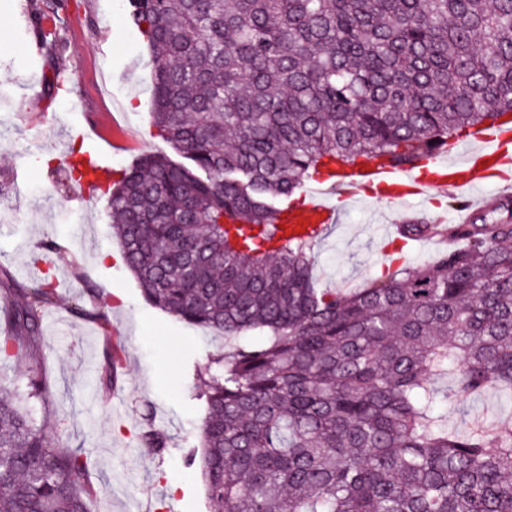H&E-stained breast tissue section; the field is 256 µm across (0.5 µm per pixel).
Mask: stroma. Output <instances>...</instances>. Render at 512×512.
Wrapping results in <instances>:
<instances>
[{
  "label": "stroma",
  "mask_w": 512,
  "mask_h": 512,
  "mask_svg": "<svg viewBox=\"0 0 512 512\" xmlns=\"http://www.w3.org/2000/svg\"><path fill=\"white\" fill-rule=\"evenodd\" d=\"M55 19L64 49L55 65L34 53L27 0H0V267L17 287L32 286L46 272L58 282V303L41 320L42 356L53 399H31L27 408L57 444L79 451L93 473L89 512H219L202 478L186 463L199 444L203 411L196 393L204 381L196 369L224 353L211 330L185 324L153 307L121 258L99 191L70 183L64 167L73 148L98 150L113 170L163 149L150 119L151 62L126 0H39ZM118 122L127 144L86 140L84 117ZM303 195L335 205L337 227L312 253L318 287L356 288L382 272L383 224L406 223L405 205L388 200H346L329 184L306 182ZM59 251L40 261L47 241ZM99 293L93 304L126 349L115 390L102 385L104 337L94 322L73 316L86 300V284ZM512 423V407L489 392L459 394L448 423L473 417ZM156 429L168 439L160 455L147 452L131 428Z\"/></svg>",
  "instance_id": "1"
}]
</instances>
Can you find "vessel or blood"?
Instances as JSON below:
<instances>
[{
	"label": "vessel or blood",
	"mask_w": 512,
	"mask_h": 512,
	"mask_svg": "<svg viewBox=\"0 0 512 512\" xmlns=\"http://www.w3.org/2000/svg\"><path fill=\"white\" fill-rule=\"evenodd\" d=\"M470 141V148L461 161L436 156L434 170L428 177L413 168L398 169L369 162L343 169L337 182L353 196L364 192L367 186H376L390 201L402 204L426 199L438 191L481 189L493 178L511 186L512 126L503 124L481 129L471 136ZM289 221L293 224H334L338 217L332 206L313 198L301 210L290 214Z\"/></svg>",
	"instance_id": "1"
}]
</instances>
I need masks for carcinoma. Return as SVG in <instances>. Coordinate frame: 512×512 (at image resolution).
Masks as SVG:
<instances>
[{
  "label": "carcinoma",
  "instance_id": "obj_1",
  "mask_svg": "<svg viewBox=\"0 0 512 512\" xmlns=\"http://www.w3.org/2000/svg\"><path fill=\"white\" fill-rule=\"evenodd\" d=\"M31 2L34 33L56 50ZM153 69L152 124L179 159L145 154L94 186L144 298L224 338L201 402L199 467L222 512H512V426H448L453 377L512 402V202L470 224H403L459 245L360 288H319L318 233L288 199L336 166L418 165L512 114V0H129ZM91 158L68 164L86 179ZM0 363V512H88L86 460L49 443L47 272L15 288ZM122 362L105 349L104 383ZM153 453L157 430L136 434Z\"/></svg>",
  "mask_w": 512,
  "mask_h": 512
}]
</instances>
